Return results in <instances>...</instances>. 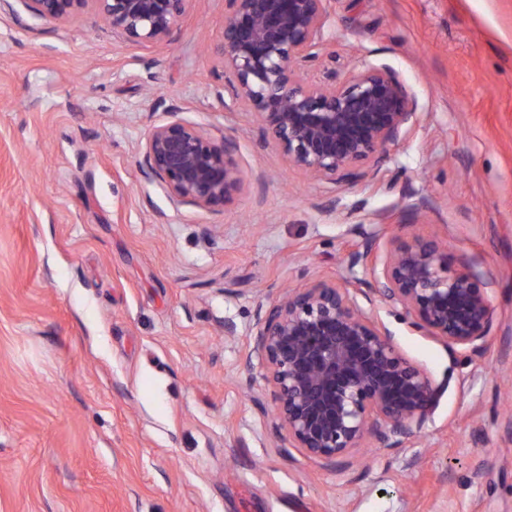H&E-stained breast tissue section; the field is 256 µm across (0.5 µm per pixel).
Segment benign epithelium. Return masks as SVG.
Returning <instances> with one entry per match:
<instances>
[{"mask_svg": "<svg viewBox=\"0 0 512 512\" xmlns=\"http://www.w3.org/2000/svg\"><path fill=\"white\" fill-rule=\"evenodd\" d=\"M30 15L69 21L94 4L129 43L171 38L187 0H16ZM327 0H225L218 53L230 75L231 103L257 114L293 165L348 182L371 163L372 177L392 148L420 122L417 102L386 65L365 59L322 84L301 76L322 50ZM236 144L218 142L200 126L174 118L156 125L143 164L168 196L204 211L224 208L243 189ZM339 280L315 279L275 305L256 332L246 362L266 368L274 398L273 425L288 447L327 467L349 464L370 441L400 448L416 439L448 383L435 382L393 343L374 316L376 302L401 314L411 329L450 353L482 356L498 315L493 281L463 260L453 262L434 239L388 244L361 231ZM365 276H359V270Z\"/></svg>", "mask_w": 512, "mask_h": 512, "instance_id": "benign-epithelium-1", "label": "benign epithelium"}]
</instances>
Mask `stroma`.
I'll use <instances>...</instances> for the list:
<instances>
[{
    "mask_svg": "<svg viewBox=\"0 0 512 512\" xmlns=\"http://www.w3.org/2000/svg\"><path fill=\"white\" fill-rule=\"evenodd\" d=\"M326 9L305 77L363 57L422 114L378 181L298 168L225 107L224 0H188L148 46L91 9L62 24L0 0V512H512V0ZM175 115L234 139L244 188L224 209L144 174ZM356 224L470 260L498 324L472 361L377 305L448 389L416 440L336 469L289 452L245 357L285 292L342 275Z\"/></svg>",
    "mask_w": 512,
    "mask_h": 512,
    "instance_id": "stroma-1",
    "label": "stroma"
}]
</instances>
